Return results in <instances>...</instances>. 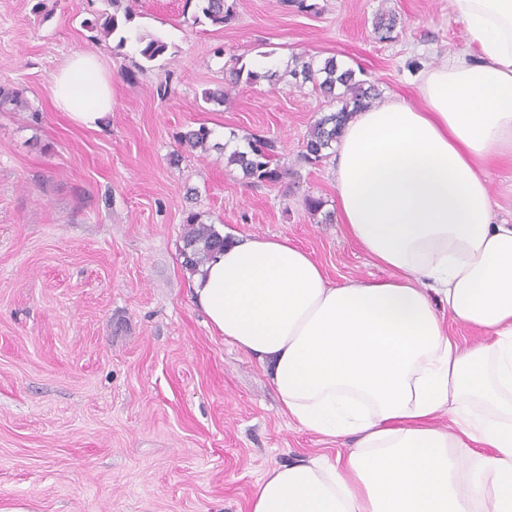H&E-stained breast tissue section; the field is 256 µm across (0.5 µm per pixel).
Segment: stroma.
Here are the masks:
<instances>
[{
  "mask_svg": "<svg viewBox=\"0 0 512 512\" xmlns=\"http://www.w3.org/2000/svg\"><path fill=\"white\" fill-rule=\"evenodd\" d=\"M222 26L193 23L187 0H134L131 27L163 36L147 65L88 24L106 0H0V512H250L273 465L345 454L353 438L300 429L278 409L258 360L211 330L181 257L183 225L199 214L228 237L280 236L329 279H383L332 211L331 159L301 157L330 106L292 86V56L341 59L381 96L416 99V75L463 48L448 0H237ZM394 12L395 39L374 17ZM76 52L104 58L114 104L105 124L76 126L50 82ZM275 61L278 83L231 89L239 59ZM206 126L216 147L172 161L179 133ZM276 139L280 182L248 183L218 144ZM498 221L512 224V160L486 170ZM240 60L236 59L235 62L230 64L229 66L225 67V75H224V84H225V91L224 89H218V90H207L204 92V101L206 102H213L217 104L224 103V98L227 95L228 91L231 88L237 87L238 84L241 83L243 73L245 66L241 64L239 65Z\"/></svg>",
  "mask_w": 512,
  "mask_h": 512,
  "instance_id": "stroma-1",
  "label": "stroma"
}]
</instances>
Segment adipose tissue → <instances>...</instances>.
Here are the masks:
<instances>
[{
	"instance_id": "adipose-tissue-1",
	"label": "adipose tissue",
	"mask_w": 512,
	"mask_h": 512,
	"mask_svg": "<svg viewBox=\"0 0 512 512\" xmlns=\"http://www.w3.org/2000/svg\"><path fill=\"white\" fill-rule=\"evenodd\" d=\"M459 53L348 121L333 158L339 224L385 280L330 282L284 237L231 239L192 281L210 327L268 371L280 410L355 446L270 467L250 512H512V224L488 166L512 158V0H450ZM55 107L96 129L103 59L72 54ZM481 331L473 344L449 320ZM448 414L454 429L435 424ZM459 448H485L461 479Z\"/></svg>"
}]
</instances>
